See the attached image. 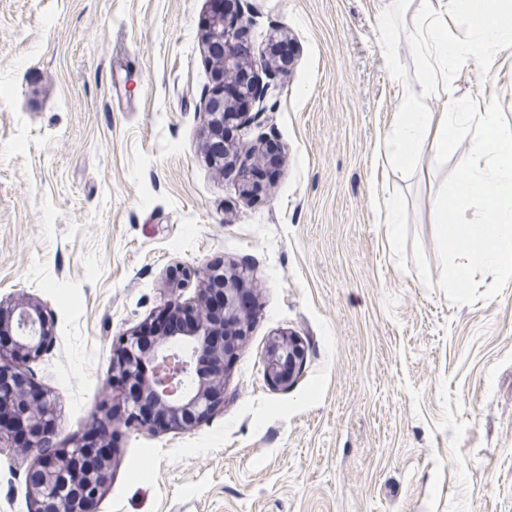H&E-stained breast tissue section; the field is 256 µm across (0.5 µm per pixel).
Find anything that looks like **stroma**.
Returning <instances> with one entry per match:
<instances>
[{"mask_svg":"<svg viewBox=\"0 0 512 512\" xmlns=\"http://www.w3.org/2000/svg\"><path fill=\"white\" fill-rule=\"evenodd\" d=\"M208 0H0V300L55 323L30 368L58 439L101 413L112 341L167 297L166 274L246 268L257 307L224 407L193 430L112 436L99 512H512V278L447 282L431 222L478 138L402 165L383 154L407 99L466 97L512 129V50L427 72L422 0H241L256 48L293 39L244 145H277L270 186L203 151ZM402 206L384 222V204ZM306 363L284 389L269 340ZM0 512H34L0 455ZM306 351L297 336L280 334L273 337L266 349L265 375L275 386L289 388L301 374Z\"/></svg>","mask_w":512,"mask_h":512,"instance_id":"stroma-1","label":"stroma"}]
</instances>
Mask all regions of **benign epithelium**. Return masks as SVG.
I'll use <instances>...</instances> for the list:
<instances>
[{
  "label": "benign epithelium",
  "mask_w": 512,
  "mask_h": 512,
  "mask_svg": "<svg viewBox=\"0 0 512 512\" xmlns=\"http://www.w3.org/2000/svg\"><path fill=\"white\" fill-rule=\"evenodd\" d=\"M210 14L204 42L211 62L216 90L204 100L208 116L204 146L212 163L226 166L241 162L250 175L265 169L259 149L227 146L214 157L212 143L224 114L241 105H257L263 113L268 95L276 87L255 79V70L269 73L280 68L276 48L255 52L239 34V19L224 15V0H208ZM184 271L168 280V296L159 312L167 317L155 341L139 346L140 330L122 334L106 382L109 409L104 418L68 444L55 441L58 409L51 393L34 382L29 363L54 342V323L44 305L25 294L0 303V454L18 452L32 460L27 472L28 493L35 512H99L100 500L112 482L113 448L106 442L107 427L156 432L189 430L224 407L225 375L247 338L254 288L248 274L237 267L208 269L201 288L191 301L182 299ZM204 352L219 361L220 368L191 383L195 358ZM306 351L298 337L280 334L266 349L267 380L282 388L295 384ZM16 417L28 430L19 442L4 418Z\"/></svg>",
  "instance_id": "benign-epithelium-1"
}]
</instances>
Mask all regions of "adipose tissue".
<instances>
[{"label":"adipose tissue","mask_w":512,"mask_h":512,"mask_svg":"<svg viewBox=\"0 0 512 512\" xmlns=\"http://www.w3.org/2000/svg\"><path fill=\"white\" fill-rule=\"evenodd\" d=\"M482 6L467 41L448 43L435 21L419 30L428 68L446 75L467 59L512 47V0H483ZM475 119L481 135L473 151L459 158L461 179L455 194L440 195L433 202L434 221L441 233L460 237L468 233L470 201L479 200L483 206L480 248L457 249L448 268V281L454 285L468 283L477 264L512 277V131L504 130L497 113L473 115L461 97L453 99L444 112H426L409 103L397 115L396 147L391 152L401 164L416 162L425 152L440 159L447 155L460 127Z\"/></svg>","instance_id":"adipose-tissue-1"}]
</instances>
